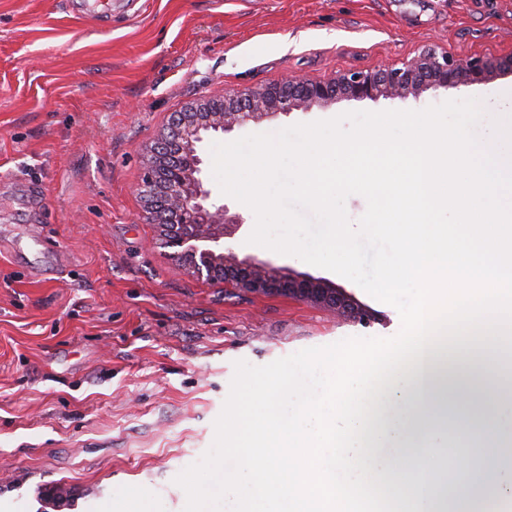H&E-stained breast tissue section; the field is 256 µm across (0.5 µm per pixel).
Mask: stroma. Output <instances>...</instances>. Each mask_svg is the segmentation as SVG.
Instances as JSON below:
<instances>
[{"mask_svg": "<svg viewBox=\"0 0 512 512\" xmlns=\"http://www.w3.org/2000/svg\"><path fill=\"white\" fill-rule=\"evenodd\" d=\"M0 0V512H184L175 477L211 447L236 361L261 366L398 311L302 260L238 258L346 289L369 327L285 295L192 274L144 220L138 185L173 112L229 89L400 63L433 44L512 54V0ZM512 96V73L430 89L410 110ZM385 103L340 101L240 136Z\"/></svg>", "mask_w": 512, "mask_h": 512, "instance_id": "1", "label": "stroma"}]
</instances>
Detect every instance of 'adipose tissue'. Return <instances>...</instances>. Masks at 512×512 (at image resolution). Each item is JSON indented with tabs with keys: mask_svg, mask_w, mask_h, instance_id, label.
Segmentation results:
<instances>
[{
	"mask_svg": "<svg viewBox=\"0 0 512 512\" xmlns=\"http://www.w3.org/2000/svg\"><path fill=\"white\" fill-rule=\"evenodd\" d=\"M511 357L512 341H453L425 350L421 361L386 386L363 442L369 460H382L378 472L402 512H490L492 503L512 501V486L490 497L464 495L427 466L441 443L453 442L463 453L449 461V470L475 486L484 481L486 469L472 464L483 453L475 437L488 431L512 435V425L499 419L501 411L512 410V393L498 385Z\"/></svg>",
	"mask_w": 512,
	"mask_h": 512,
	"instance_id": "adipose-tissue-1",
	"label": "adipose tissue"
}]
</instances>
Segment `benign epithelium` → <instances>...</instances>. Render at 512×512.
I'll return each instance as SVG.
<instances>
[{"instance_id": "benign-epithelium-1", "label": "benign epithelium", "mask_w": 512, "mask_h": 512, "mask_svg": "<svg viewBox=\"0 0 512 512\" xmlns=\"http://www.w3.org/2000/svg\"><path fill=\"white\" fill-rule=\"evenodd\" d=\"M497 70H512V55L492 59L459 56L430 46L399 65L374 71L347 69L327 80L288 77L259 88L202 98L173 113L168 132L152 150L139 193L147 203V220L164 227L162 245L175 250L190 270L256 294L281 293L315 302L344 316L367 309L340 288L307 275L276 279L268 264L249 259L224 262L234 230L245 224L238 213L218 201L209 188L203 143L263 118L310 112L340 99L396 102L418 99L430 88H458L487 82Z\"/></svg>"}]
</instances>
